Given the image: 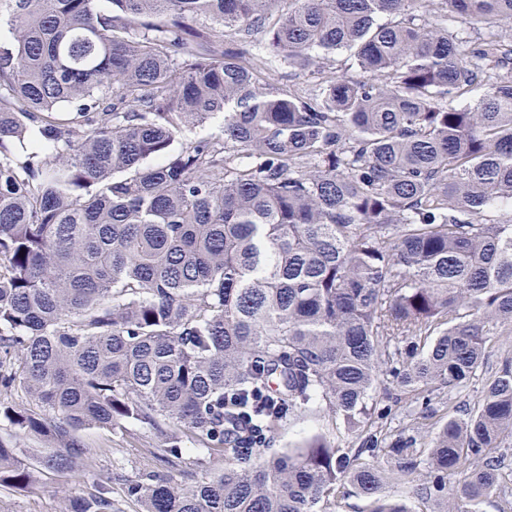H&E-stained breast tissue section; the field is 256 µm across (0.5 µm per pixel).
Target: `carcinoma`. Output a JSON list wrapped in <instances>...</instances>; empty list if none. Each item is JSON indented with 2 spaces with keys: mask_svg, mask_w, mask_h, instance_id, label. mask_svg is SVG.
Instances as JSON below:
<instances>
[{
  "mask_svg": "<svg viewBox=\"0 0 512 512\" xmlns=\"http://www.w3.org/2000/svg\"><path fill=\"white\" fill-rule=\"evenodd\" d=\"M281 3L0 0V417L50 444L1 439L0 484L131 421L168 469L203 444L193 483L126 484L140 512H327L346 487L368 512L512 509V356L425 423L512 334V0ZM387 380L420 406L396 434L369 407ZM307 412L362 446L272 451ZM66 512H114L107 486ZM222 120V116H218L211 122H208L202 126H195L187 129L181 138L175 143V147L179 148L181 146H185L186 144L194 142L200 138L219 135L221 130L220 127L222 126ZM492 332L491 336H487L486 363L477 370L476 375L464 387L442 394V403L436 404L438 399L433 400L437 413L429 420L430 423L446 420L448 416L463 417L477 408L486 378L494 373L507 353L512 354V335L500 336L495 331Z\"/></svg>",
  "mask_w": 512,
  "mask_h": 512,
  "instance_id": "1",
  "label": "carcinoma"
}]
</instances>
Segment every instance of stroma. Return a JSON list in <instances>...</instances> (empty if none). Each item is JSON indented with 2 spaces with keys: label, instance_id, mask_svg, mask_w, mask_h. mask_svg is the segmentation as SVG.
Listing matches in <instances>:
<instances>
[{
  "label": "stroma",
  "instance_id": "1",
  "mask_svg": "<svg viewBox=\"0 0 512 512\" xmlns=\"http://www.w3.org/2000/svg\"><path fill=\"white\" fill-rule=\"evenodd\" d=\"M486 346L485 364L464 387L443 394L441 403L436 406V420L461 417L477 407L486 378L494 373L507 354H512V335L491 334ZM316 434L326 436L343 448H355L360 444L341 417L322 413L284 422L274 447L285 451ZM82 436L88 447L95 450L91 463L67 473H39L24 491L8 484L0 486V512H63L67 497L95 492L110 473L116 476L112 483L116 512H139L138 505L126 496L125 483L147 467L149 460L145 451L156 446V435L149 429L126 423L110 430L91 427L83 430Z\"/></svg>",
  "mask_w": 512,
  "mask_h": 512
}]
</instances>
